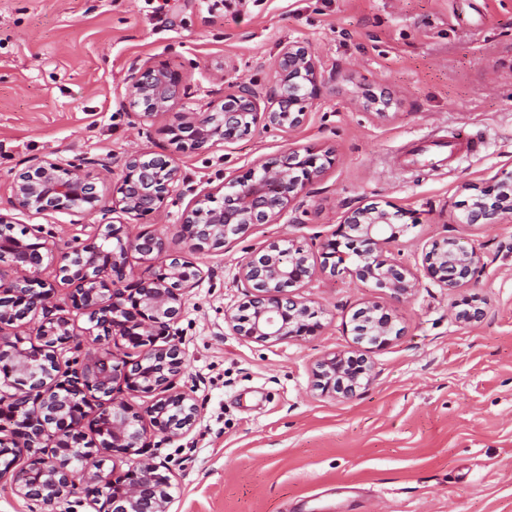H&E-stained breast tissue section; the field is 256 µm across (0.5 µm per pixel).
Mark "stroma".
Segmentation results:
<instances>
[{
    "mask_svg": "<svg viewBox=\"0 0 512 512\" xmlns=\"http://www.w3.org/2000/svg\"><path fill=\"white\" fill-rule=\"evenodd\" d=\"M0 0V203L33 156L72 160L172 152L168 117L139 124L123 80L132 61L185 73L200 105L227 82L278 83L281 44L298 41L324 75L293 132L255 130L204 153L180 155L190 188L132 231L168 234L203 278L173 325L186 358L178 384L201 417L184 438L149 437L148 456L173 484L169 512H512V223L460 224L465 183L512 172V0ZM385 93L379 114L365 90ZM478 136L485 149L448 166L410 161L413 141ZM329 150L335 163L310 187L297 223L255 226L224 249L190 253L174 237L195 191L288 151ZM397 213L392 254L420 280L398 301L374 282L317 274L298 297L319 311L320 335L254 342L224 313L242 299L241 259L289 237H331L346 211ZM68 213L18 218L42 226L61 252L83 236ZM476 247L484 270L449 291L423 277L425 248L443 237ZM483 301L481 321L456 314ZM367 303L394 317L391 342L373 351L371 383L348 399L320 396L312 370L355 345L351 318Z\"/></svg>",
    "mask_w": 512,
    "mask_h": 512,
    "instance_id": "35a3bbf8",
    "label": "stroma"
}]
</instances>
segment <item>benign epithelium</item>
<instances>
[{
  "instance_id": "benign-epithelium-1",
  "label": "benign epithelium",
  "mask_w": 512,
  "mask_h": 512,
  "mask_svg": "<svg viewBox=\"0 0 512 512\" xmlns=\"http://www.w3.org/2000/svg\"><path fill=\"white\" fill-rule=\"evenodd\" d=\"M277 69L276 110L261 107L260 92L242 81L231 83L222 99L204 109L188 91L185 75L159 62L130 64L124 78L126 98L131 108L144 104V111L134 113L141 124L159 112L170 114L168 134L175 153H199L254 129L292 132L304 123L303 103L318 96L324 80L315 56L304 44L289 42L281 46ZM114 163L110 155L68 161L35 157L31 170L12 183L7 213L0 212V257L11 258L14 272L9 285L0 287V374L7 387L0 389V413L14 423L0 437V482L10 480L15 493L35 503L40 512H55L56 504L80 483L101 492L107 486L106 457L118 454L141 459L112 483L104 502H91L96 512H168L170 480L158 473L160 464L142 457L147 435L182 438L199 417L192 396L176 386L186 359L170 329L186 293L203 278L202 270L190 258L167 257V236L128 231V220L161 212L187 179L172 155L132 153L121 161L124 175L107 200L97 192L96 179ZM334 163L332 152L311 148L259 162L248 175L225 179L234 191L221 204L213 205L215 196L209 193L198 194L175 225V234L193 252L221 249L254 226L273 224L297 211L308 187ZM15 211L28 216L112 213L118 220L97 225L88 238L75 239L77 246L56 256L43 242L38 225L27 241L4 234ZM391 218L377 205L351 208L334 238L321 244V270L371 280L396 300L411 296L416 287L413 273L404 262L385 255L398 238ZM511 222L512 173L505 172L464 205L461 223ZM344 243L357 257L353 270L339 262ZM134 255L144 266L141 273L131 266ZM47 256L58 264L61 280L75 285L70 306L89 315L87 332L98 341H125L140 351L138 359L112 370L105 357L89 352L77 368L61 365L58 347L72 342L76 332L56 302V285L41 277ZM311 256V250L288 238L242 260L237 283L244 297L236 312L224 313L232 332L255 342L319 335V312L292 292L313 280L316 264ZM424 261L426 277L449 290L468 287L483 269L478 251L451 237L433 241ZM365 320L373 324L368 340L377 348L385 346L393 332L392 316L376 304L361 307L352 315L354 334L362 332ZM160 340L164 344H158ZM369 353L360 347L326 354L317 362L314 389L334 399L353 396L371 377ZM123 388L154 399L136 407L115 396ZM106 397L108 407L103 406ZM3 403L7 407H1ZM87 429L97 437V448L87 449L84 467L73 471L63 460L74 452V444H84ZM36 447L44 448L43 457L19 466Z\"/></svg>"
}]
</instances>
